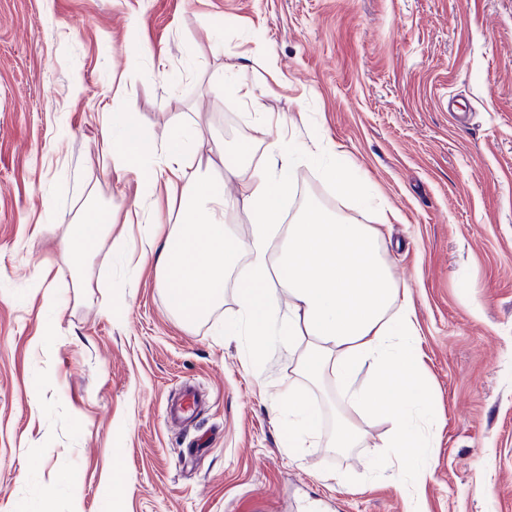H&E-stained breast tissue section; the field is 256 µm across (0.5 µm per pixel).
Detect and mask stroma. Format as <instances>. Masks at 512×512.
Masks as SVG:
<instances>
[{
	"mask_svg": "<svg viewBox=\"0 0 512 512\" xmlns=\"http://www.w3.org/2000/svg\"><path fill=\"white\" fill-rule=\"evenodd\" d=\"M245 77L254 97L226 94ZM125 113L157 148L174 121L296 153L285 223L310 206L378 227L406 288L434 398L411 483L359 416L344 454L336 390L300 377L304 341L228 336L224 299L184 326L153 264L125 265L127 212L154 192L104 148ZM365 203L323 174L320 147ZM112 235L84 270L61 247L90 208ZM89 287H78L79 279ZM55 295L43 300L44 291ZM295 382L314 448L276 409ZM204 403L174 427L184 384ZM512 512V0H0V512Z\"/></svg>",
	"mask_w": 512,
	"mask_h": 512,
	"instance_id": "stroma-1",
	"label": "stroma"
}]
</instances>
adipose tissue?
Returning a JSON list of instances; mask_svg holds the SVG:
<instances>
[{"label": "adipose tissue", "mask_w": 512, "mask_h": 512, "mask_svg": "<svg viewBox=\"0 0 512 512\" xmlns=\"http://www.w3.org/2000/svg\"><path fill=\"white\" fill-rule=\"evenodd\" d=\"M168 141L167 149H157L129 121L119 136L104 139L122 168L141 173L153 166L166 175L167 201L178 206L177 224L164 230L136 208L131 220L140 227L142 255L155 257L174 313L188 326L208 317L224 299L226 274L248 258L250 270L236 284L239 315L225 325V335L250 337L254 349H261L279 290L287 288L293 302L281 334L308 343L300 375L313 383L333 375L349 408L390 419L386 446L408 459L412 479L420 480L431 442L417 432L410 414L430 413L433 395L415 352L414 310L382 257V233L367 224L336 221L316 208L303 222L284 224L289 182L272 177L271 170L291 163L293 151L281 138L269 142L264 168L247 176L222 143L197 128L173 123ZM217 162L225 177L241 181L253 215L247 241L236 239L224 222L229 200L223 180L206 175ZM111 232V211L93 209L70 225L62 248L80 269ZM284 393L280 409L288 416V445L309 447L319 416L294 384H286ZM348 410L336 414L340 448L352 447L359 435Z\"/></svg>", "instance_id": "1"}]
</instances>
